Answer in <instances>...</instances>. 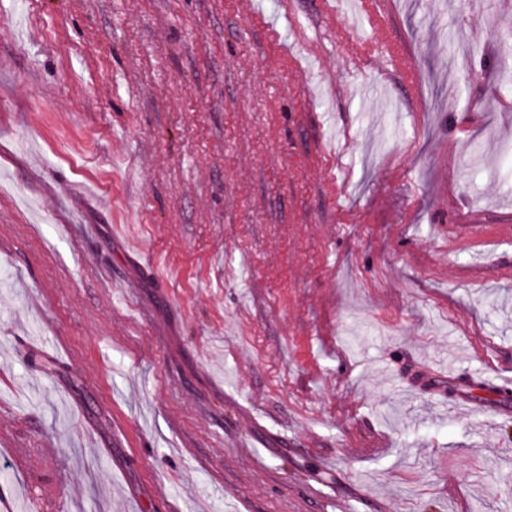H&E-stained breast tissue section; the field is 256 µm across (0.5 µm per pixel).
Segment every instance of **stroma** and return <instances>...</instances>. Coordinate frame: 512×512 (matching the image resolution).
Instances as JSON below:
<instances>
[{"label":"stroma","mask_w":512,"mask_h":512,"mask_svg":"<svg viewBox=\"0 0 512 512\" xmlns=\"http://www.w3.org/2000/svg\"><path fill=\"white\" fill-rule=\"evenodd\" d=\"M508 38L0 0V512H512Z\"/></svg>","instance_id":"stroma-1"}]
</instances>
